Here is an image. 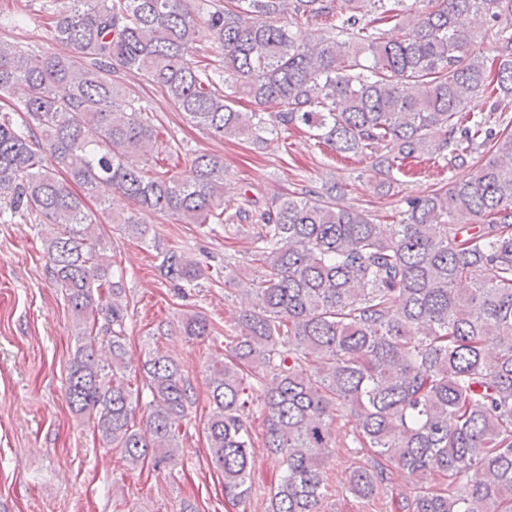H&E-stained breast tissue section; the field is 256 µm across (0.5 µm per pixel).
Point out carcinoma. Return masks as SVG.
I'll return each instance as SVG.
<instances>
[{"label": "carcinoma", "instance_id": "1", "mask_svg": "<svg viewBox=\"0 0 512 512\" xmlns=\"http://www.w3.org/2000/svg\"><path fill=\"white\" fill-rule=\"evenodd\" d=\"M465 14L496 27L491 59L457 25ZM201 27L212 36L204 48ZM51 32L64 51L0 41V97L25 114L18 123L0 113V223L54 225L46 265L73 316L72 413L130 465L171 471L195 403L169 357L127 361L124 272L75 184L102 206L119 193L250 240L247 273L112 216L157 252L165 283L183 292L222 281L251 300L224 330L229 355L208 367L205 433L225 500L250 498L257 414L281 468L267 512H318L320 460L345 408L353 440L370 451L347 470L355 497L372 498L400 470L415 479L403 512H512V132L492 127L512 107V0H65ZM120 73L220 139L260 147L303 129L341 157L370 160L381 188L427 153L475 169L404 198L394 224L345 204L334 186L233 207L215 155L188 153L185 177L148 166L154 115L122 98ZM483 96L488 106L470 109ZM183 331L201 339L214 329L194 314ZM432 474L446 485L429 484Z\"/></svg>", "mask_w": 512, "mask_h": 512}]
</instances>
